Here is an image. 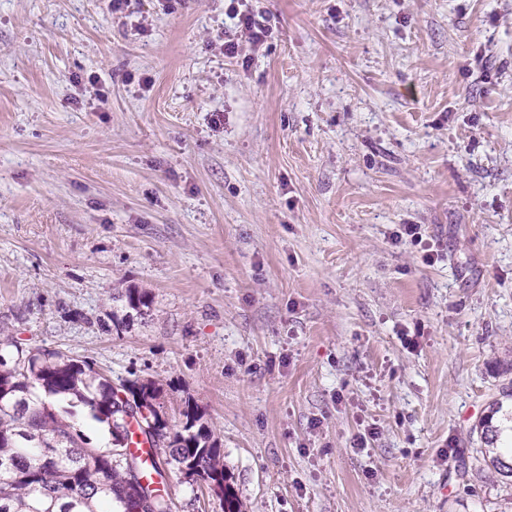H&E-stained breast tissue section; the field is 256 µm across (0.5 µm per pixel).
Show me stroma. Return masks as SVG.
Segmentation results:
<instances>
[{"label": "stroma", "mask_w": 512, "mask_h": 512, "mask_svg": "<svg viewBox=\"0 0 512 512\" xmlns=\"http://www.w3.org/2000/svg\"><path fill=\"white\" fill-rule=\"evenodd\" d=\"M246 6L0 0V355L204 407L241 512H512V0ZM234 14L233 18L238 19L234 34L228 35L224 31V38L219 35L217 39L222 42L220 50L224 51V56L228 58L237 57L243 43L249 44L254 50L258 49L270 34L269 27L264 24L263 16H258L249 10L243 12L234 10ZM113 301L121 302L126 313L122 318L113 315L112 324L117 332L123 328H128L134 317L145 318L148 316L152 306V299L148 292L137 288H127L124 292L112 296Z\"/></svg>", "instance_id": "35a3bbf8"}]
</instances>
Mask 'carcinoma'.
Listing matches in <instances>:
<instances>
[{
  "label": "carcinoma",
  "instance_id": "1",
  "mask_svg": "<svg viewBox=\"0 0 512 512\" xmlns=\"http://www.w3.org/2000/svg\"><path fill=\"white\" fill-rule=\"evenodd\" d=\"M113 300L126 310L112 316L118 332L152 306L137 288ZM157 397L151 382L116 386L93 362L55 349L18 347L10 362L0 356V512H171L166 494L142 481L141 462L128 448L133 422L156 453L155 467L207 483L224 499V512H240L206 412L186 402L177 428L163 423L157 439L141 412L157 414ZM79 405L107 425L112 448L91 445L75 428Z\"/></svg>",
  "mask_w": 512,
  "mask_h": 512
}]
</instances>
